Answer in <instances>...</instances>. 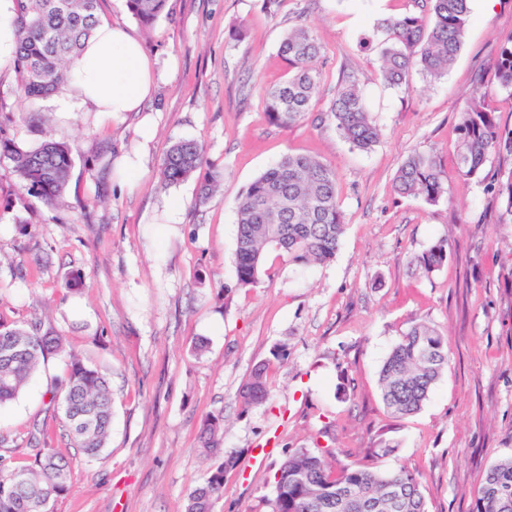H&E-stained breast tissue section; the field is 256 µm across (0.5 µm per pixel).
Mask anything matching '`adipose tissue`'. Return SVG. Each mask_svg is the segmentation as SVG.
I'll use <instances>...</instances> for the list:
<instances>
[{
  "label": "adipose tissue",
  "mask_w": 512,
  "mask_h": 512,
  "mask_svg": "<svg viewBox=\"0 0 512 512\" xmlns=\"http://www.w3.org/2000/svg\"><path fill=\"white\" fill-rule=\"evenodd\" d=\"M66 94L56 100L60 112L88 106L112 116L140 111L153 89V66L140 40L115 24H100L77 58Z\"/></svg>",
  "instance_id": "1"
}]
</instances>
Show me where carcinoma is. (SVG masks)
Masks as SVG:
<instances>
[{"label": "carcinoma", "mask_w": 512, "mask_h": 512, "mask_svg": "<svg viewBox=\"0 0 512 512\" xmlns=\"http://www.w3.org/2000/svg\"><path fill=\"white\" fill-rule=\"evenodd\" d=\"M99 0H13L15 69L29 107L51 96L72 79L71 64L99 24ZM167 0H127L132 16L152 26ZM418 11L390 16L377 30L381 41V75L389 86L408 85L413 74L438 77L447 72L463 45L470 0H415ZM321 44L312 30L297 25L284 35L279 54L288 61V77L266 91L270 121L289 126L313 110L320 74L313 67ZM493 79L512 91V37L501 45ZM488 93L478 82L456 125L457 172L461 179L478 176L488 156L512 155V129L501 127L487 105ZM327 117L352 146L369 150L379 140L359 84L349 76L336 88ZM14 162L15 172L30 195L54 208L63 198L72 166V150L46 142L24 150L0 138V156ZM207 165L205 151L194 141H180L167 151L161 167L167 184L203 173L198 201L207 203L218 191L223 174ZM448 176L433 152L406 157L395 176L396 191L435 205L447 195ZM488 191L500 207V219L512 224V169L503 170ZM236 284L256 288L272 253L288 263H326L336 255L345 224L338 198L336 171L328 163L302 153H288L256 177L237 201ZM448 260V241L439 240L415 257L426 275ZM55 356L66 358V370L51 402L62 413L65 436L86 459L99 457L109 445L112 389L97 368L66 350L65 337L48 319L25 326H0V406L15 400L30 378ZM448 368V344L433 326L414 324L396 343L379 371L384 404L396 417L418 412L432 387ZM270 395L267 366L256 365L239 392L243 410L265 403ZM222 419L206 420L203 447H218ZM49 426L35 420L27 432L29 464L14 466L0 456V512H48L51 499L67 491L69 464L47 447ZM234 465L228 456L205 483L193 488L184 512H211L224 492V471ZM23 475L25 483L15 482ZM272 512H426L415 475L400 467L378 471L361 466L331 476L324 456L310 448L288 453L274 475ZM471 512H512V457L494 463L478 489Z\"/></svg>", "instance_id": "carcinoma-1"}]
</instances>
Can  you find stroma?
Segmentation results:
<instances>
[{"instance_id": "stroma-1", "label": "stroma", "mask_w": 512, "mask_h": 512, "mask_svg": "<svg viewBox=\"0 0 512 512\" xmlns=\"http://www.w3.org/2000/svg\"><path fill=\"white\" fill-rule=\"evenodd\" d=\"M461 51L438 79L387 86L380 72L383 18L414 11L412 0H168L143 27L126 0H100V21L137 36L154 63L144 112L112 118L82 108L61 114L54 98L30 116L13 59L0 61V138L25 149L70 144L65 204L30 196L0 158V324L49 316L67 347L108 378L109 446L97 460L70 448L48 410L65 360L50 359L20 396L0 406L6 455L26 464V432L48 420L49 445L70 459L68 491L50 512H183L223 453L212 512H270L273 476L289 448L323 453L332 472L399 467L419 481L427 512H471L489 467L512 456V224L500 223L487 186L512 167L490 154L480 178L456 170V124L476 82L491 78L512 36V0H470ZM317 34L316 106L303 122H269L265 92L288 75L278 53L291 26ZM355 77L373 123L371 150L353 148L325 116L336 87ZM153 138L144 141L141 122ZM203 145L224 190L198 202V177L163 185L175 142ZM433 151L448 196L431 205L400 196L395 174L408 154ZM317 156L336 170L345 232L334 259L296 266L269 259L260 286L236 287V203L286 153ZM141 166L126 176L123 156ZM179 204L177 223L166 221ZM448 261L433 275L413 266L438 240ZM78 274V289L65 286ZM448 342V368L422 409L395 417L379 370L417 322ZM284 355L274 358V348ZM268 363L270 397L251 410L238 399L253 367ZM213 416L223 450L202 448ZM273 444V455L253 450ZM390 454H382L384 446Z\"/></svg>"}]
</instances>
